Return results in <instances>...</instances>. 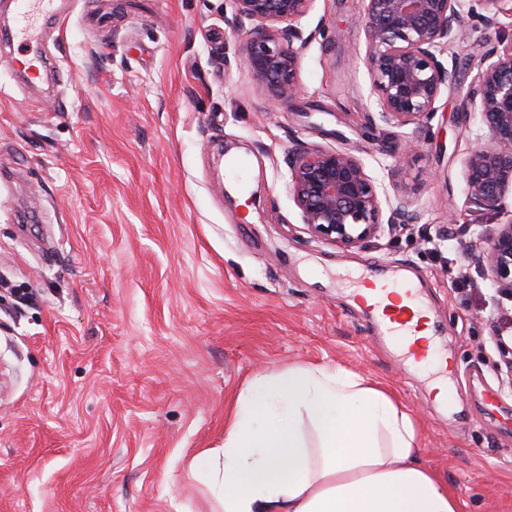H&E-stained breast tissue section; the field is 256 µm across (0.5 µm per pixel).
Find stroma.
Segmentation results:
<instances>
[{
  "label": "stroma",
  "instance_id": "stroma-1",
  "mask_svg": "<svg viewBox=\"0 0 512 512\" xmlns=\"http://www.w3.org/2000/svg\"><path fill=\"white\" fill-rule=\"evenodd\" d=\"M59 2L40 80L0 69V512H214L205 454L252 378L325 364L396 395L462 512H512V297L465 257L505 220L469 203L465 161L475 56L512 17L471 22L435 116L395 127L366 0H313L300 25L326 33L287 105L244 65L232 0ZM298 142L356 151L418 223L361 248L314 238L288 189ZM374 266L423 284L442 404L353 302Z\"/></svg>",
  "mask_w": 512,
  "mask_h": 512
}]
</instances>
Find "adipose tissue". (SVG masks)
Listing matches in <instances>:
<instances>
[{"label":"adipose tissue","mask_w":512,"mask_h":512,"mask_svg":"<svg viewBox=\"0 0 512 512\" xmlns=\"http://www.w3.org/2000/svg\"><path fill=\"white\" fill-rule=\"evenodd\" d=\"M318 432L316 447L301 420ZM412 419L382 387L331 366L253 379L210 478L215 512H459L416 457Z\"/></svg>","instance_id":"obj_1"}]
</instances>
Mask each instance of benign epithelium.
I'll return each mask as SVG.
<instances>
[{
    "label": "benign epithelium",
    "mask_w": 512,
    "mask_h": 512,
    "mask_svg": "<svg viewBox=\"0 0 512 512\" xmlns=\"http://www.w3.org/2000/svg\"><path fill=\"white\" fill-rule=\"evenodd\" d=\"M226 19L241 39L243 61L252 77L282 104L300 93V50L322 34L307 33L300 21L313 0H232ZM501 0H367L364 62L378 92L381 119L397 126L436 113L445 87L458 82L452 47L466 20L498 25ZM472 98L477 106V139L465 178L474 206L500 213L512 195V39L479 55ZM288 185L302 221L318 240L346 249L376 238L383 225L411 224L417 217L407 202L391 197L349 149L299 143L288 154ZM474 258L492 284L512 296V219L479 236Z\"/></svg>",
    "instance_id": "benign-epithelium-1"
}]
</instances>
